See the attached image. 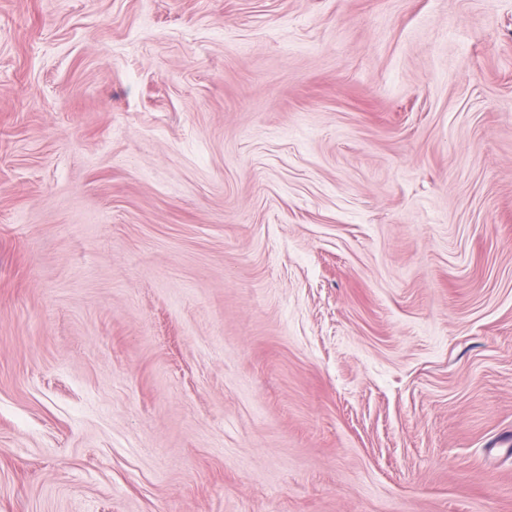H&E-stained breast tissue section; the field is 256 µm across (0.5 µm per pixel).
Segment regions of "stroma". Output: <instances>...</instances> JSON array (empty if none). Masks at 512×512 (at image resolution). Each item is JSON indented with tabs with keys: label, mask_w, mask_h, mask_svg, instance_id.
<instances>
[{
	"label": "stroma",
	"mask_w": 512,
	"mask_h": 512,
	"mask_svg": "<svg viewBox=\"0 0 512 512\" xmlns=\"http://www.w3.org/2000/svg\"><path fill=\"white\" fill-rule=\"evenodd\" d=\"M0 512H512V0H0Z\"/></svg>",
	"instance_id": "35a3bbf8"
}]
</instances>
